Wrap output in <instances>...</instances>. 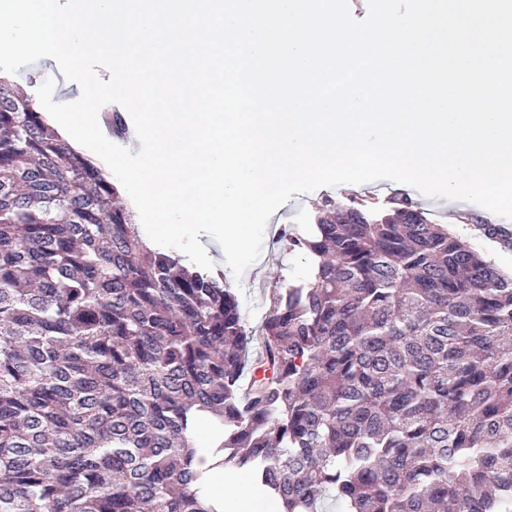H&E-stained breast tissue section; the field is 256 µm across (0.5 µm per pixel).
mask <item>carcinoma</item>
<instances>
[{
  "label": "carcinoma",
  "instance_id": "cac0c4a2",
  "mask_svg": "<svg viewBox=\"0 0 512 512\" xmlns=\"http://www.w3.org/2000/svg\"><path fill=\"white\" fill-rule=\"evenodd\" d=\"M285 238L311 270L269 289L244 401L224 278L0 79V512H219L205 425L276 512H512V276L406 196Z\"/></svg>",
  "mask_w": 512,
  "mask_h": 512
}]
</instances>
